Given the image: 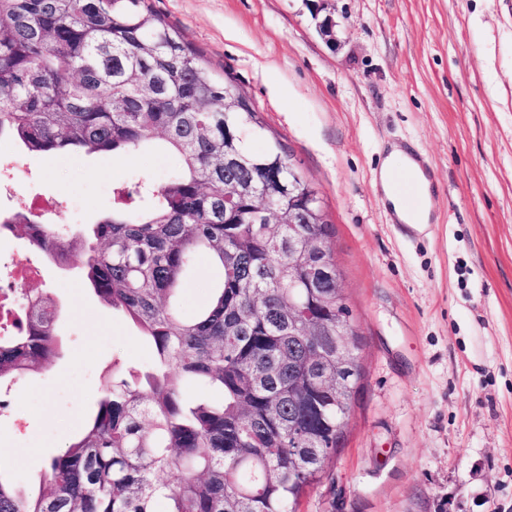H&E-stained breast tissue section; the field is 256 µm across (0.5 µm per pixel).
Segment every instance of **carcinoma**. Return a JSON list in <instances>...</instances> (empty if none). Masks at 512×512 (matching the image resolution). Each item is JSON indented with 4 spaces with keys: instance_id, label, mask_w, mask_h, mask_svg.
<instances>
[{
    "instance_id": "obj_1",
    "label": "carcinoma",
    "mask_w": 512,
    "mask_h": 512,
    "mask_svg": "<svg viewBox=\"0 0 512 512\" xmlns=\"http://www.w3.org/2000/svg\"><path fill=\"white\" fill-rule=\"evenodd\" d=\"M258 112L204 64L148 0H0V136L25 153L123 157L156 134L179 171L156 186L112 188V213L63 241L17 225L48 258L68 257L86 285L150 344L144 370L112 364L83 432L51 457L27 496L0 461V512H295L336 454L351 404L336 390L288 392L305 358L297 318L324 327L350 314L334 280L288 287V225L245 221L269 200L288 209L295 176L279 142L253 152ZM240 171L224 180V154ZM198 249L222 270L208 307L185 320L170 305ZM30 334L0 342V380L59 354L58 306L31 296ZM190 382L218 405L185 399Z\"/></svg>"
}]
</instances>
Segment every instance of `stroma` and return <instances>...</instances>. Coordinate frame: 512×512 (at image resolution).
<instances>
[{
    "instance_id": "1",
    "label": "stroma",
    "mask_w": 512,
    "mask_h": 512,
    "mask_svg": "<svg viewBox=\"0 0 512 512\" xmlns=\"http://www.w3.org/2000/svg\"><path fill=\"white\" fill-rule=\"evenodd\" d=\"M216 71H230L318 191L360 338L364 376L344 441L297 512H512V0H151ZM428 156L431 224L389 223L379 173L391 145ZM30 191L74 199L81 221L110 185L165 182L171 153L112 160L21 154ZM220 277L198 251L175 295L182 317ZM60 355L10 384L0 445L23 488L84 429L114 359L153 350L76 270L48 266ZM38 438L16 451L20 429Z\"/></svg>"
}]
</instances>
